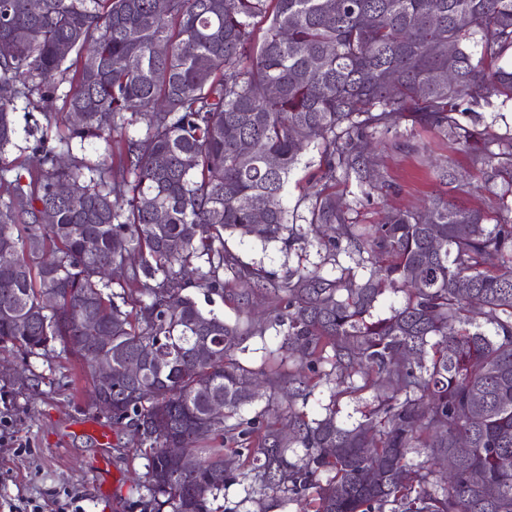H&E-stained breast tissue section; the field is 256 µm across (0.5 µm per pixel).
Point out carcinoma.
Returning a JSON list of instances; mask_svg holds the SVG:
<instances>
[{"label":"carcinoma","mask_w":512,"mask_h":512,"mask_svg":"<svg viewBox=\"0 0 512 512\" xmlns=\"http://www.w3.org/2000/svg\"><path fill=\"white\" fill-rule=\"evenodd\" d=\"M2 39L13 53L0 56V249L15 268L0 269V346L40 356L58 341L93 389L84 322L112 332L105 357L155 350L136 379L116 361L112 380V421L140 429L152 449L149 512H208L226 480L224 449L208 444L242 438L255 442L237 453L249 459L241 477L259 485L256 512H268L269 491L304 500L303 512H512V467L500 465L512 461V206L489 226L484 211L436 196L423 211L356 224L329 192L340 172L370 198L369 140L411 117L467 150L487 190L512 193V134L459 120L512 100V0H168L163 13L153 0H0ZM444 71L454 80L440 82ZM61 96L68 135L36 141L38 166L15 164L16 100L50 121ZM129 112L144 134L127 131ZM75 139L104 142L112 159L87 162ZM311 143L322 168L303 228L283 195ZM64 183L75 194L62 199ZM327 225L325 248L346 243L370 274H288L275 321L298 368L269 366L266 388L304 397L328 360L348 393L388 384L376 407L384 429L342 428L329 414L295 420L284 440L264 413L240 418L255 399L254 372L232 357L245 336L199 307L183 270L203 262L193 284L222 297L219 271L238 266L225 232L289 249ZM128 251L139 264L124 263ZM391 288L406 303L371 319ZM475 304L493 334L469 319ZM203 329L215 337L206 359L195 355ZM216 399L219 421L208 414ZM172 441L189 467L171 470ZM461 441L466 454L437 486V462ZM295 445L304 453L292 459ZM420 448L433 462L409 466Z\"/></svg>","instance_id":"1"}]
</instances>
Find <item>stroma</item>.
<instances>
[{
  "mask_svg": "<svg viewBox=\"0 0 512 512\" xmlns=\"http://www.w3.org/2000/svg\"><path fill=\"white\" fill-rule=\"evenodd\" d=\"M14 118L18 134L10 158L31 163L35 140L26 131L32 127L46 131L48 146L57 145L59 128L47 126L42 114L25 102H17ZM321 156V147L310 146L291 173L283 199L289 215L308 216ZM447 165L456 171L459 189L438 180L437 169ZM370 168L371 198L362 196L355 181L336 182L337 194L358 224L379 223L390 210H413L440 194L461 207L491 211L498 206L494 195L469 187L473 171L469 155L410 117L402 119L396 131L376 134ZM225 247L241 264L262 266L276 281L297 267L328 280L345 268L360 279L370 270L355 253L343 251L336 259H328L325 249L310 236L286 249L276 241L264 243L235 233L226 236ZM220 277L223 295L196 287L191 293L203 310L243 328L255 327V335L244 340L235 359L256 370L272 359L291 365L282 346L283 328L274 320L277 296H247L245 283L233 270L221 272ZM321 370L322 377L312 381L306 398L292 400L283 393L271 405L261 397L242 409V418L263 410L267 421L280 430L287 428L294 415L310 421L331 412L337 423L348 428L371 418L377 405L374 390L340 392L330 362H323ZM89 423L108 429L109 443L86 432ZM241 469L240 461H233L223 491L208 503L210 512H254V493L249 481L240 478ZM146 473L147 458L139 448L137 431L114 425L92 406L80 363L62 344H54L48 355L40 357L0 348V504L32 501L41 512H143L148 499Z\"/></svg>",
  "mask_w": 512,
  "mask_h": 512,
  "instance_id": "stroma-1",
  "label": "stroma"
}]
</instances>
